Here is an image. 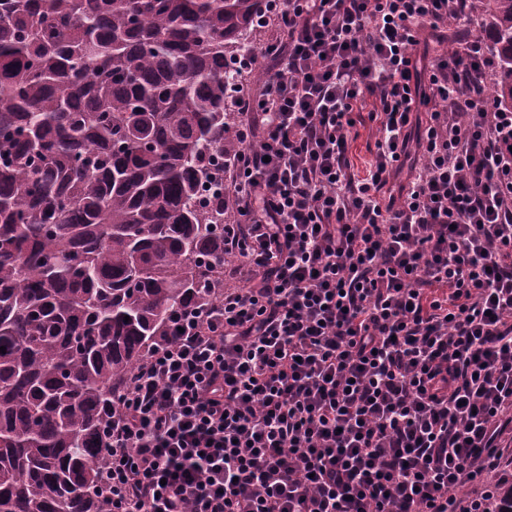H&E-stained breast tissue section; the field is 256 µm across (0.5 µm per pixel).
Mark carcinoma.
Returning <instances> with one entry per match:
<instances>
[{
	"instance_id": "obj_1",
	"label": "carcinoma",
	"mask_w": 512,
	"mask_h": 512,
	"mask_svg": "<svg viewBox=\"0 0 512 512\" xmlns=\"http://www.w3.org/2000/svg\"><path fill=\"white\" fill-rule=\"evenodd\" d=\"M264 0H0V512H106L112 404L224 292L218 165ZM512 108V0H487ZM129 320H124V317Z\"/></svg>"
}]
</instances>
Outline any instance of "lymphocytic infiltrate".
Masks as SVG:
<instances>
[{"label": "lymphocytic infiltrate", "mask_w": 512, "mask_h": 512, "mask_svg": "<svg viewBox=\"0 0 512 512\" xmlns=\"http://www.w3.org/2000/svg\"><path fill=\"white\" fill-rule=\"evenodd\" d=\"M472 9L267 0L224 186L237 284L179 316L113 406L109 512H493L512 483V110L482 36L446 33ZM428 29L447 48L422 89ZM358 135L354 137V133ZM375 132L368 126H357L349 140V157L354 172L363 174L373 157L375 150Z\"/></svg>", "instance_id": "1"}]
</instances>
